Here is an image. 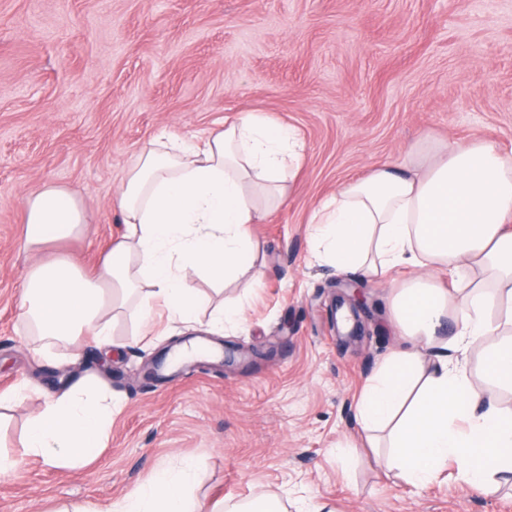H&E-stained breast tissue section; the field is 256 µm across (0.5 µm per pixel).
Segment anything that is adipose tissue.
<instances>
[{
  "mask_svg": "<svg viewBox=\"0 0 512 512\" xmlns=\"http://www.w3.org/2000/svg\"><path fill=\"white\" fill-rule=\"evenodd\" d=\"M298 139L290 127L239 113L201 144L179 137L144 152L129 170L114 205L124 231L103 261L85 271L58 244L89 227L73 192L45 186L24 203L23 243L37 258L20 291V318L43 349L86 340L108 342L111 313L137 304L142 322L155 309L186 325L210 298L193 281L221 284L247 276L258 287L250 227L278 206L296 176ZM310 230L321 261L367 281L405 268L393 282L392 316L404 347L366 380L357 403L365 446L387 445L388 462L415 485L430 484L456 462L466 485L491 477L512 482V336L488 316L512 325V155L482 139L449 143L419 169L374 167L319 203ZM454 279L438 287L434 271ZM454 320L457 332L440 331ZM483 344L486 384L472 385L452 355ZM112 398L93 380L72 385L27 420L26 456L50 466L88 464L112 427ZM194 470L147 475L122 501L96 512H209L186 486Z\"/></svg>",
  "mask_w": 512,
  "mask_h": 512,
  "instance_id": "obj_1",
  "label": "adipose tissue"
}]
</instances>
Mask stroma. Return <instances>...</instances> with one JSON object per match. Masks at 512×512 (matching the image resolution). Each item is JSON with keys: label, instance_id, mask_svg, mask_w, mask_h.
Instances as JSON below:
<instances>
[{"label": "stroma", "instance_id": "stroma-1", "mask_svg": "<svg viewBox=\"0 0 512 512\" xmlns=\"http://www.w3.org/2000/svg\"><path fill=\"white\" fill-rule=\"evenodd\" d=\"M293 128L299 173L283 205L252 225L262 285L214 289L244 322L218 333L246 361H155L207 327L129 308L111 351L38 356L19 322L32 257L24 199L52 184L82 200L90 228L63 245L87 270L123 231L113 207L128 169L167 134L198 143L238 112ZM482 138L512 155V0H0V390L30 389L0 410V512L117 502L150 472L198 465L192 495L232 504L265 491L289 512H512V488L471 489L449 465L420 488L382 448L352 451L355 403L395 346L388 283L311 264L315 206L375 165L405 168L450 142ZM361 291L357 333L339 301ZM100 377L122 399L105 448L82 468L22 458L29 414L61 375Z\"/></svg>", "mask_w": 512, "mask_h": 512}]
</instances>
